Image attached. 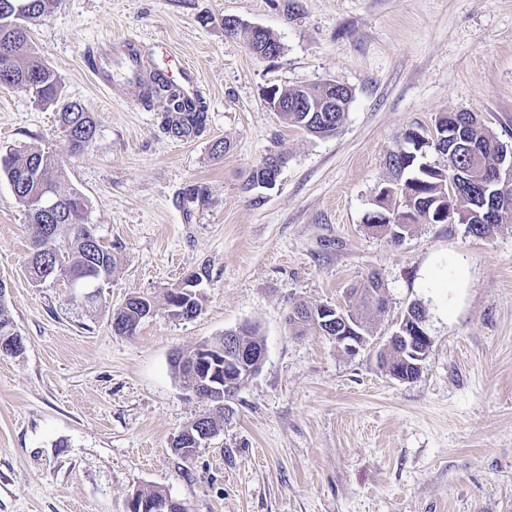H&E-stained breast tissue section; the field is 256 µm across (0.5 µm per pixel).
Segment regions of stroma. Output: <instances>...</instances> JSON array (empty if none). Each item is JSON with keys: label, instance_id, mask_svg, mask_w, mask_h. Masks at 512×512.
<instances>
[{"label": "stroma", "instance_id": "1", "mask_svg": "<svg viewBox=\"0 0 512 512\" xmlns=\"http://www.w3.org/2000/svg\"><path fill=\"white\" fill-rule=\"evenodd\" d=\"M228 16L269 29L282 55H254ZM109 36L195 69L200 134L164 130V100L96 83L85 55ZM31 40L97 135L71 154L57 105L2 84L0 157L53 154L117 265L93 308L64 282L33 284L28 218L0 181V281L25 341L0 354V512H128L146 488L188 512H512V223L489 238L416 224L395 243L368 222L406 130L467 111L512 146V0H58ZM327 81L353 91L335 135L267 105L270 88ZM272 154L275 186L249 187ZM195 271L200 313L170 316L166 293ZM372 273L388 304L356 356L293 333V305H346ZM133 295L156 312L116 335ZM414 302L432 345L400 381L376 353ZM242 326L267 358L183 460L170 444L209 406L171 359Z\"/></svg>", "mask_w": 512, "mask_h": 512}]
</instances>
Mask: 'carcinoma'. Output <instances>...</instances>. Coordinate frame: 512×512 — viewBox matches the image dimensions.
Returning <instances> with one entry per match:
<instances>
[{
  "mask_svg": "<svg viewBox=\"0 0 512 512\" xmlns=\"http://www.w3.org/2000/svg\"><path fill=\"white\" fill-rule=\"evenodd\" d=\"M0 28L16 33L22 28L17 39L13 57L4 61L0 59V84L8 86H26L42 104H55L60 98V82L53 69L34 55L30 42L31 26L41 21L49 12L54 0H28L30 12L24 17H17L1 6ZM322 86L308 87L299 92L294 88H273L267 96L288 101V112L283 120L290 126L297 127L310 135L339 129L345 119V110L328 114L326 112H300L295 106L300 100H308L323 95ZM146 101L161 98L166 102L163 127L169 133L180 138H190L198 134L206 122V105L201 97L188 101L181 97L176 87L164 80L153 79L144 91ZM61 125L66 133L71 153L82 152L87 144L83 132L88 125L95 124L91 113L81 104L64 102L59 108ZM457 135L467 141L475 154L458 158L452 151V144L447 141H433L417 149L409 139L419 136L413 130L403 134V143L391 151L386 158V166L393 183L394 193L403 197L402 210L380 207L375 215L378 224L386 225L396 232H407L412 224H447L448 205L444 200L448 194V176L454 172L462 175L461 193L463 205L474 211L467 224V229L474 236L487 238L492 236L503 222L506 208L491 197V190L486 187L485 178L490 175L501 160V153L507 148L498 137L481 122L473 112H456ZM431 149L441 156L448 157V165L432 166L425 173L421 172V158L426 150ZM37 165H32V162ZM64 171L57 159L41 149H30L22 154H15L0 161V180L21 188L19 204L25 207L28 223L32 230L34 251L28 262L29 278L36 284L49 280L67 283L79 281L85 277V267L90 256H96L101 276L109 280L115 268L112 251L105 248L95 232V225L80 222L85 210V197L76 190L61 189ZM46 186H54L64 198L66 205V229L60 231L54 225L53 231H46L41 215L36 208L41 191ZM382 284L376 277L368 280L351 292L353 318L358 324L359 332L364 336L374 333L375 318L384 312L383 299L380 297ZM152 307V303L142 297H131L112 312V322L121 326L127 335L132 336L144 319L143 310ZM15 325L8 307L6 293L0 292V337L11 336Z\"/></svg>",
  "mask_w": 512,
  "mask_h": 512,
  "instance_id": "carcinoma-1",
  "label": "carcinoma"
}]
</instances>
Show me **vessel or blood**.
Wrapping results in <instances>:
<instances>
[{
	"label": "vessel or blood",
	"instance_id": "1",
	"mask_svg": "<svg viewBox=\"0 0 512 512\" xmlns=\"http://www.w3.org/2000/svg\"><path fill=\"white\" fill-rule=\"evenodd\" d=\"M89 68L102 84L121 87L130 101L136 100L146 79L156 74L149 59L138 52L133 38H106L98 42L90 56ZM158 74L179 88L186 98H195L197 79L185 64H176Z\"/></svg>",
	"mask_w": 512,
	"mask_h": 512
}]
</instances>
